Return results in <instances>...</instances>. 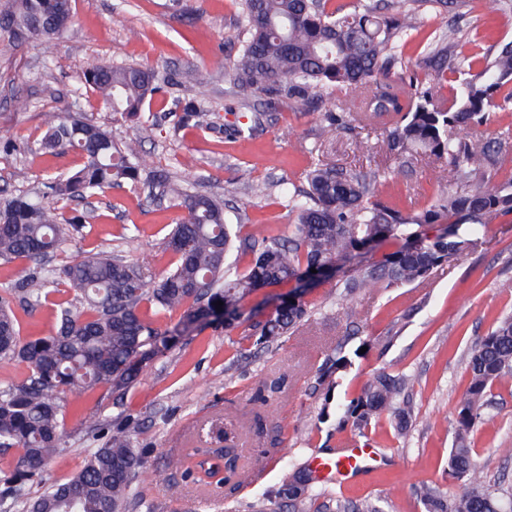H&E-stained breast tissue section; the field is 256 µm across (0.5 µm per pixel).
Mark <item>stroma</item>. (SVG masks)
Returning a JSON list of instances; mask_svg holds the SVG:
<instances>
[{
  "mask_svg": "<svg viewBox=\"0 0 512 512\" xmlns=\"http://www.w3.org/2000/svg\"><path fill=\"white\" fill-rule=\"evenodd\" d=\"M72 7V25L52 43L0 51V139L16 146L11 155H0V188L33 192L48 176L81 165L77 155H43L35 145L43 135L41 110L71 107L90 56L159 70L191 66L201 73L217 106L207 129L180 126L170 113L172 101L184 94L178 86L152 102V126L112 114L91 94L81 102V115L107 127L116 139L140 140L153 166L176 172L192 190L225 197L228 223L266 224L273 234H287L281 180L299 186L313 162L355 168L377 155L375 141L358 150L346 130L323 137L322 112L293 103L266 113L251 138L233 132L236 88L224 69V55L239 34L236 0L177 5L172 0H72ZM463 22L480 36L467 52L482 53L512 40V12L502 10L499 0H473ZM17 96L32 101V109H15ZM436 174L434 164L425 161L412 171L390 173L380 197L403 211L422 209L440 190ZM229 184L234 193L228 197ZM90 202L100 214L98 223L48 256L49 264L104 250L127 259L152 255L156 276L171 268L174 257L165 237L176 222L175 209L128 185ZM133 224L138 233L130 238L125 229ZM507 280H512V220L492 225L423 282L361 292L353 300L356 316L332 305L301 322L295 334L263 344L217 324L195 330L150 362L125 393L100 389L73 399L66 437L45 476L58 482L70 478L83 468L88 449L101 447L122 427L145 457L125 512H256L258 506L285 501L293 467L365 444L376 454L372 469L341 487L314 479L322 490L317 506L341 494L353 501L376 499L383 512H425V487L465 488L448 478L455 408L469 384L468 361L478 340L503 314L512 313V292L499 288ZM339 344L351 365L332 388V402L352 397L375 373L412 374L415 421L407 440L395 438L388 418L361 435L341 423L336 411H323L325 397L313 385ZM490 414V422L471 433V446L488 480L510 489L512 378L495 385ZM226 437L237 450L240 485L206 488L169 468L170 456L221 446ZM173 482L182 487L176 499L167 493Z\"/></svg>",
  "mask_w": 512,
  "mask_h": 512,
  "instance_id": "1",
  "label": "stroma"
}]
</instances>
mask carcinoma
<instances>
[{"label":"carcinoma","instance_id":"1","mask_svg":"<svg viewBox=\"0 0 512 512\" xmlns=\"http://www.w3.org/2000/svg\"><path fill=\"white\" fill-rule=\"evenodd\" d=\"M330 2L238 0L242 40L235 55L225 56V66L239 107L250 108L259 95L270 104L306 107L325 100L324 132L342 124L359 149L365 144L362 131L373 119L389 117L377 125L388 153L402 168L423 160L447 165L454 172L448 187L428 207L402 212L378 195L387 167L375 162L347 170L316 163L303 173L306 188L288 190L293 225L285 240L265 224L226 223L220 198L178 187L167 170H146L138 140L117 141L110 130L70 109L42 111L44 134L35 150L51 156L74 153L83 163L48 180L34 195L0 194V263H22L15 282L0 287V359L27 369L23 380L0 384V452L16 454L12 468L0 476V512H124L143 468L125 429H116L104 446L90 452L69 480L43 485L44 467L64 441L69 397L95 389L127 390L175 337L226 316L241 318L244 299L262 288L294 284L291 296L248 325L279 339L320 308L307 298L314 277L336 279L343 287L336 297L343 300L363 288H404L465 251L491 225L512 218L505 142L480 132L512 103V42L481 55L465 54L456 51L459 28L434 31L420 59L431 77L428 87L410 73L402 48L425 9L451 12L458 20L466 0H397L393 13L371 0H359L351 10ZM73 17L71 0H0V47L49 44ZM169 85L189 90L188 97L175 101L179 124L208 127L210 93L194 68L160 74L139 64L90 57L74 107L80 108L87 90L112 112L148 125L153 114L145 110L146 102ZM436 87H449L451 93L439 96ZM145 170L148 196L180 211L167 235L175 256L171 270L149 280L151 258L126 261L107 251L61 266L42 263L100 218L91 206L67 217V202L86 201L122 184L136 186ZM434 224L444 228L431 234ZM232 252L236 258L230 262ZM62 284L73 299L52 300ZM17 293L32 310L53 306L56 331L22 338L13 308ZM176 311L179 321L163 327ZM346 366L338 347L331 368L319 371L317 385L332 382ZM468 368L470 382L455 409L456 440L448 465V477L467 481L468 490L450 497L425 489L426 512H494L500 503L512 502V493L506 496L486 484L469 443L471 432L491 420L493 386L512 377L511 313L481 337ZM411 391L410 375L378 372L336 409L360 434L388 415L396 437L404 439L412 426ZM170 464L199 484L222 483L221 461L197 451ZM34 482L41 491L29 497L25 485ZM305 482L298 474L288 485L289 512H313L320 492L303 491ZM335 512L382 510L372 500L356 503L338 496Z\"/></svg>","mask_w":512,"mask_h":512}]
</instances>
